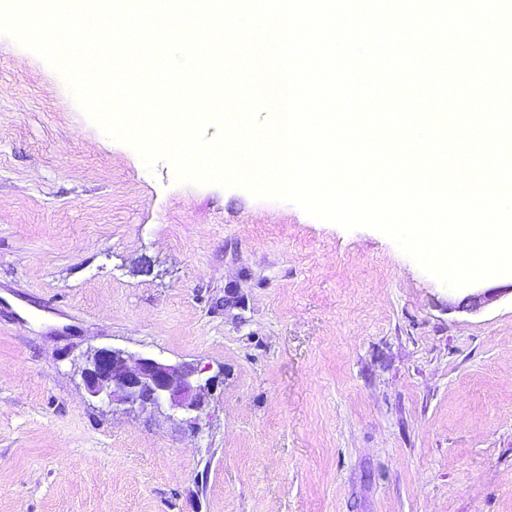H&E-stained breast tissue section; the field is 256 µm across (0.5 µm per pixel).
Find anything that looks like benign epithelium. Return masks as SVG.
Returning <instances> with one entry per match:
<instances>
[{
  "label": "benign epithelium",
  "mask_w": 512,
  "mask_h": 512,
  "mask_svg": "<svg viewBox=\"0 0 512 512\" xmlns=\"http://www.w3.org/2000/svg\"><path fill=\"white\" fill-rule=\"evenodd\" d=\"M497 288H474L458 308L477 312L497 300ZM78 373L90 397L103 407L123 412L170 411L168 419L190 423L205 406V392L213 378L185 362L116 348H91L83 355Z\"/></svg>",
  "instance_id": "1"
}]
</instances>
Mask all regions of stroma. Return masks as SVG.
I'll return each mask as SVG.
<instances>
[{
    "label": "stroma",
    "mask_w": 512,
    "mask_h": 512,
    "mask_svg": "<svg viewBox=\"0 0 512 512\" xmlns=\"http://www.w3.org/2000/svg\"><path fill=\"white\" fill-rule=\"evenodd\" d=\"M476 313L382 233L145 167L0 33V512H512V276ZM92 347L209 367L198 428Z\"/></svg>",
    "instance_id": "1"
}]
</instances>
